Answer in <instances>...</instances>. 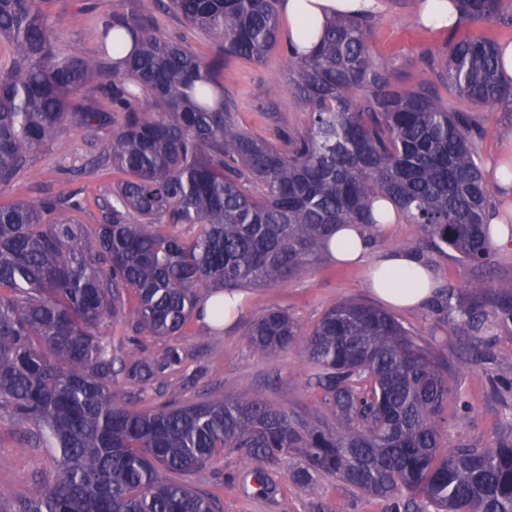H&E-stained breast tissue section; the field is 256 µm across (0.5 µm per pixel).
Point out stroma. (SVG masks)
<instances>
[{"label":"stroma","mask_w":512,"mask_h":512,"mask_svg":"<svg viewBox=\"0 0 512 512\" xmlns=\"http://www.w3.org/2000/svg\"><path fill=\"white\" fill-rule=\"evenodd\" d=\"M379 2L372 29L376 58L394 64L402 82L425 78L424 50L443 48L451 32L419 24L417 0ZM137 4L151 15L159 33L184 42L199 55L216 54L218 42L207 33L157 9L153 0H137ZM119 6V0H49L47 9L60 43L91 50L97 46L94 29L98 19ZM283 66L280 50L261 65L240 58L224 64V89L235 100L240 124L254 134H266L273 121L291 128L306 123V112L291 95L273 101L267 98V89L280 78ZM477 117L484 128L476 144L479 165L487 176L512 139L498 132L504 122L502 113L481 109ZM109 136L106 128L94 132L69 129L61 142L47 143L28 158L5 200H36L47 192L69 195L79 204L75 218L87 229H95L105 221V206L116 179L103 155ZM390 248L413 251L430 266L437 286L456 289L452 307L441 308L432 302L420 309L394 312L412 336L447 361L451 386L468 405L463 419L444 429L443 446L489 448L512 440V390L496 392L491 387L492 381L512 380V324L488 322L481 332V353L473 357L465 348L471 331L458 316L459 308L474 302L465 284L475 276L476 267L458 260L451 249L429 241L414 224L400 223L389 233L374 234L371 252ZM366 274V265L340 267L323 254L314 268L297 276L245 289V309L233 323L213 328L193 319L180 333L167 337L140 335L135 329V309L127 307L124 319L106 330L113 347L159 361L175 349L181 361L146 382L117 376L112 389L123 401L141 407L173 400L240 399L258 392L274 404L302 413L321 409V392L301 350L290 348L270 361L249 347L245 332L249 322L271 306L286 310L306 330L339 301L376 305L366 286ZM56 456L55 449L38 437L36 426H14L9 408L0 407V501L12 502L47 485ZM252 468L249 460L227 448L189 475L188 481L198 490L217 495L221 512H312L315 498L332 512H390V502L366 497L330 475L319 476L317 494L309 496L284 467L273 475L274 492L261 496L249 476Z\"/></svg>","instance_id":"obj_1"}]
</instances>
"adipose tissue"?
<instances>
[{
	"instance_id": "adipose-tissue-1",
	"label": "adipose tissue",
	"mask_w": 512,
	"mask_h": 512,
	"mask_svg": "<svg viewBox=\"0 0 512 512\" xmlns=\"http://www.w3.org/2000/svg\"><path fill=\"white\" fill-rule=\"evenodd\" d=\"M378 0H281L280 11L288 23V39L299 53H309L320 31L332 19L372 12ZM378 209L388 212L387 222L369 228L364 224L340 227L328 245L336 264L368 263V287L371 293L387 305L416 309L427 305L434 296V276L431 268L417 255L404 249H387L369 255L371 231L388 232L398 220L390 203L381 201Z\"/></svg>"
}]
</instances>
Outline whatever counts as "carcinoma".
Returning a JSON list of instances; mask_svg holds the SVG:
<instances>
[{"mask_svg": "<svg viewBox=\"0 0 512 512\" xmlns=\"http://www.w3.org/2000/svg\"><path fill=\"white\" fill-rule=\"evenodd\" d=\"M46 0H0V188L26 158L69 125L112 127L105 151L122 179L106 222L90 233L64 196L0 202V406L30 422L59 451L51 483L0 512H219L188 475L232 448L255 464H285L316 495L334 476L361 493L404 501V512H512V441L443 448L452 388L448 364L385 310L330 307L307 332L270 307L247 330L272 358L302 347L324 405L296 415L261 395L135 409L112 394L118 371L148 379L155 364L112 355L104 329L137 300L139 329L174 336L200 293L267 284L313 265L341 224H379L390 201L408 224L467 263H491L493 206L478 165L483 134L459 101L507 117L512 85L499 80L503 44L451 37L428 52L430 78L398 83L376 59L370 15L340 18L308 55L287 45L285 73L269 99L293 96L306 125L255 137L224 91V63H262L281 44L274 0H156V6L222 41L211 58L153 28L136 8L98 23L94 51L62 47ZM463 20L512 28V0H459ZM190 224L191 237L178 227ZM485 296L460 312L479 344L484 320L512 321V282L465 284Z\"/></svg>", "mask_w": 512, "mask_h": 512, "instance_id": "cac0c4a2", "label": "carcinoma"}]
</instances>
